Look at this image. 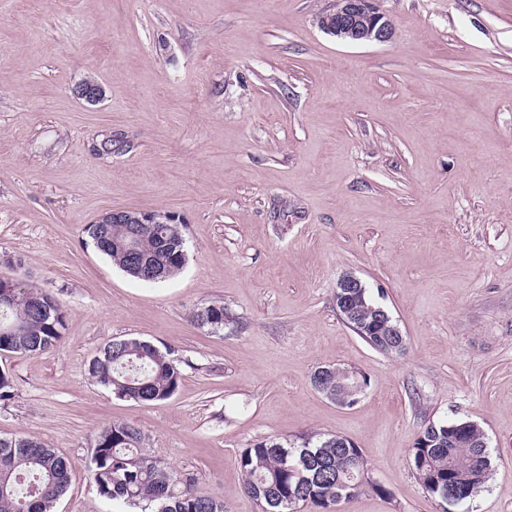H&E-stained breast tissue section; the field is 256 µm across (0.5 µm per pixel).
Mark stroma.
Returning a JSON list of instances; mask_svg holds the SVG:
<instances>
[{"mask_svg": "<svg viewBox=\"0 0 512 512\" xmlns=\"http://www.w3.org/2000/svg\"><path fill=\"white\" fill-rule=\"evenodd\" d=\"M378 5L393 39L347 44L317 25L334 0H0V256L66 314L57 348L0 354V438L69 460L55 512H112L90 467L113 422L227 512H261L244 448L323 435L383 488L333 512H441L409 453L443 419L486 435L492 474L467 512H512V0ZM115 209L180 215L184 268L147 284L100 254L89 228ZM346 272L404 354L342 320ZM213 302L220 333L192 319ZM118 336L170 349L173 397L88 377ZM324 365L365 373L355 406L313 387Z\"/></svg>", "mask_w": 512, "mask_h": 512, "instance_id": "1", "label": "stroma"}]
</instances>
